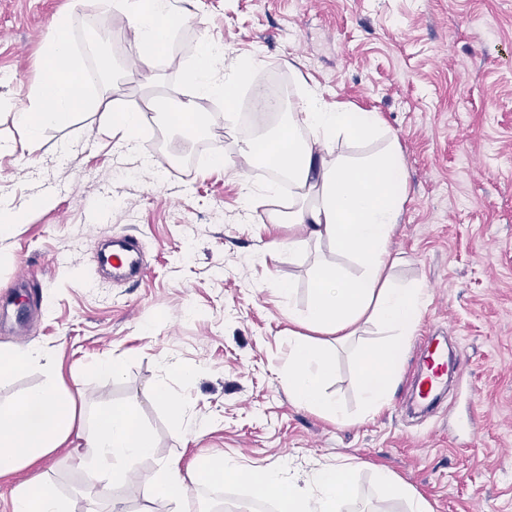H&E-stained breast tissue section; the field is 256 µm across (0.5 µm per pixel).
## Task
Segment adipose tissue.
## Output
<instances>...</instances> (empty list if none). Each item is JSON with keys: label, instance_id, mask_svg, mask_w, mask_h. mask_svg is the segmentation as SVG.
<instances>
[{"label": "adipose tissue", "instance_id": "adipose-tissue-1", "mask_svg": "<svg viewBox=\"0 0 512 512\" xmlns=\"http://www.w3.org/2000/svg\"><path fill=\"white\" fill-rule=\"evenodd\" d=\"M114 6L136 35L142 65L150 66L176 34L170 22L172 0H115ZM69 54L63 40L50 42L45 48V64L53 75L15 114L16 123L25 132L26 147L37 146L44 127L68 123L86 101L81 66L69 61ZM249 75L246 65L225 70L223 44L210 43L203 47L191 80L198 98L220 97L229 106L237 85ZM96 105L104 109L103 125L117 136L120 146L140 153V113L113 112L111 101L103 98L97 99ZM382 134L377 113L330 103L319 89L310 87L287 124L263 140L248 143L242 154L247 163L260 157L279 159L295 186V204L287 213H271L272 223L302 225L314 242L330 243L359 262L361 272L354 278L344 276L331 263L317 270L304 321L312 329L333 334L363 319L386 330L383 347L364 354L361 362L363 400L371 410L386 402L405 338L415 328L426 301L424 288L394 287L387 275L397 263L389 240L406 199L407 174L397 141L389 140L382 152L361 158L334 154L337 143H358ZM288 344L283 386L289 397L303 407L342 418V409L324 391L333 369L330 350L321 342L293 336ZM72 438L80 445L74 463L89 474L95 489L96 503L88 512H98L101 501L107 503L110 512H124L112 489L126 482L129 462L152 454V435L138 426L133 409L126 405L113 407L95 423H88L58 396L51 382L30 390L10 406H0V476L27 467ZM352 473L351 466L339 464L319 471L312 482L301 485L283 481L279 472L262 471L254 476L252 489L258 497L275 493L280 512H341L350 497ZM212 474L239 479L244 472L230 457L192 473L170 464L141 479V497L147 502L160 500L178 506L192 484ZM13 512L68 510L64 500L47 491L37 477L15 488Z\"/></svg>", "mask_w": 512, "mask_h": 512}]
</instances>
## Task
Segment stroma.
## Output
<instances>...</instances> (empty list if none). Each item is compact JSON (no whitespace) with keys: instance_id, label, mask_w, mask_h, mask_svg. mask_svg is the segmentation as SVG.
I'll return each instance as SVG.
<instances>
[{"instance_id":"stroma-1","label":"stroma","mask_w":512,"mask_h":512,"mask_svg":"<svg viewBox=\"0 0 512 512\" xmlns=\"http://www.w3.org/2000/svg\"><path fill=\"white\" fill-rule=\"evenodd\" d=\"M63 14L71 49L87 64L85 23H107L110 59L88 91L144 110L145 153L219 132L223 150L204 149L157 178L86 106L44 128L34 150L20 148L14 114L43 78V49ZM174 17L177 37L146 82L120 12L98 0H0V203L21 215L0 236V350L37 354L0 377V405L52 378L86 419L133 407L155 439L152 454L131 465L135 475L229 456L301 482L352 463L343 512H375L380 469L430 512H512V0H175ZM206 39L224 43L225 68L258 60V74L284 77L293 96L317 86L328 101L379 113L399 142L407 187L389 242L399 259L392 281L427 288L429 298L377 410L364 406L359 365L385 342L373 323L325 338L334 362L327 391L344 419L296 405L282 386L288 335L306 334L299 318L332 247L270 222L289 195L264 196L263 165H215L244 143L238 107L207 113L189 138L183 121L168 122L163 107L187 93ZM118 236L137 240L142 280L99 270L98 245ZM274 240L292 242L291 260L267 253ZM435 337L451 342L466 369L432 411L414 414L405 406ZM101 362L118 364L120 376L96 374ZM157 385L168 400L153 398ZM471 442L477 453L466 452ZM71 453L62 446L0 477V512H13L14 489L37 476L85 512L92 487ZM251 496L238 481H207L191 489L184 512Z\"/></svg>"}]
</instances>
